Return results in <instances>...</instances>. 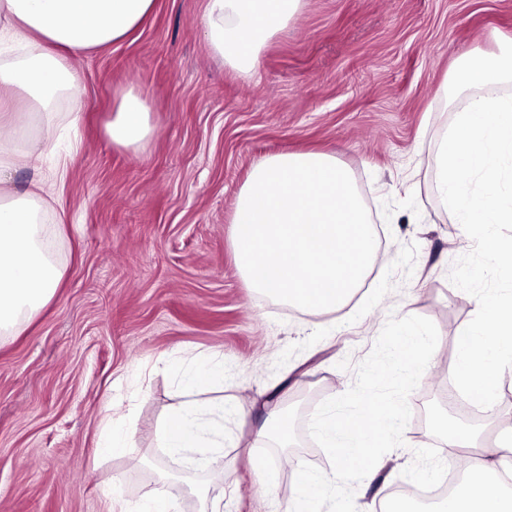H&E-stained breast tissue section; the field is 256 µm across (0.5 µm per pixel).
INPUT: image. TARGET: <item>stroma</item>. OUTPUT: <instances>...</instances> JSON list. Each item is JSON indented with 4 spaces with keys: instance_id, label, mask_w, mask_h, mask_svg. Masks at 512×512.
I'll use <instances>...</instances> for the list:
<instances>
[{
    "instance_id": "stroma-1",
    "label": "stroma",
    "mask_w": 512,
    "mask_h": 512,
    "mask_svg": "<svg viewBox=\"0 0 512 512\" xmlns=\"http://www.w3.org/2000/svg\"><path fill=\"white\" fill-rule=\"evenodd\" d=\"M206 0H154L127 39L80 58L81 149L68 160L57 251L66 274L53 298L0 340V512H119L153 491L199 512L188 485L223 512H285L294 467L331 472L308 435L325 399L354 383L390 316H422L440 349L455 351L474 317L449 280L473 247L434 189V146L466 95L449 99L460 58L497 53L512 38V0H302L262 51L252 76L208 47ZM148 95L155 130L146 150L112 147L103 128L117 90ZM326 151L370 203L387 257L351 302L308 314L245 281L232 247L240 189L259 159ZM189 350L224 359L226 401L254 424L268 402L289 411L293 447L224 421V483L169 456L158 421L179 400L165 364ZM118 404L135 425L126 455L100 457L102 418ZM405 460L354 488L356 507L382 501L444 467L436 432L404 431ZM289 457L268 495L251 463Z\"/></svg>"
}]
</instances>
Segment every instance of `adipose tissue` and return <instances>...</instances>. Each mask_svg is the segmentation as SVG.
I'll return each mask as SVG.
<instances>
[{"label": "adipose tissue", "instance_id": "adipose-tissue-1", "mask_svg": "<svg viewBox=\"0 0 512 512\" xmlns=\"http://www.w3.org/2000/svg\"><path fill=\"white\" fill-rule=\"evenodd\" d=\"M301 3L207 0L205 38L225 66L250 75L267 41L287 28ZM153 5L154 0H0V337L14 335L36 315L65 275L55 250L62 220L51 204L65 167L48 173L40 160L57 150V102L71 105L70 125L80 119L84 85L75 61L92 48L127 38ZM19 97L30 110L18 122L10 106ZM104 133L114 147L143 151L154 133L148 97L119 90ZM21 170L31 174L28 187L4 189ZM178 377L185 390L223 385L224 359L186 355ZM225 411L220 398L183 402L159 422L157 438L170 454H202L212 482H221ZM448 447H477L481 455L468 464L441 512H512V494L505 493L501 479L502 470L512 467V425L499 426L489 442L469 429L453 433Z\"/></svg>", "mask_w": 512, "mask_h": 512}]
</instances>
